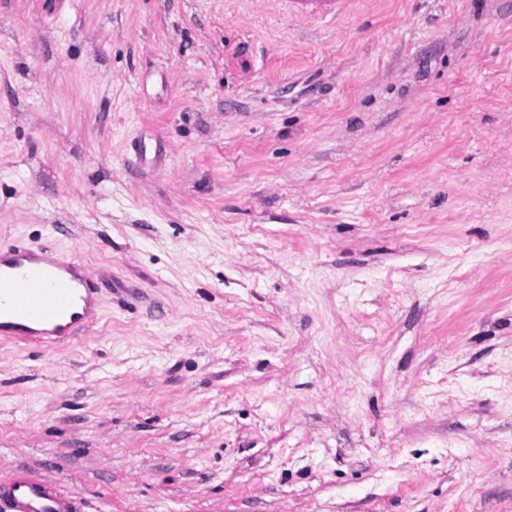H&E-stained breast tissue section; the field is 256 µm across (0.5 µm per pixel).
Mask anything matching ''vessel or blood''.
I'll list each match as a JSON object with an SVG mask.
<instances>
[{
	"label": "vessel or blood",
	"instance_id": "obj_1",
	"mask_svg": "<svg viewBox=\"0 0 512 512\" xmlns=\"http://www.w3.org/2000/svg\"><path fill=\"white\" fill-rule=\"evenodd\" d=\"M98 291L78 257L57 260L23 245L0 248V340L52 345L90 332ZM6 512H78L72 493L20 467L0 480Z\"/></svg>",
	"mask_w": 512,
	"mask_h": 512
}]
</instances>
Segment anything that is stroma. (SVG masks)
<instances>
[{
  "mask_svg": "<svg viewBox=\"0 0 512 512\" xmlns=\"http://www.w3.org/2000/svg\"><path fill=\"white\" fill-rule=\"evenodd\" d=\"M0 478L85 512H512V0H0ZM42 253L23 245L0 248L2 342L53 345L93 327L98 291L87 265L76 256L56 260Z\"/></svg>",
  "mask_w": 512,
  "mask_h": 512,
  "instance_id": "obj_1",
  "label": "stroma"
}]
</instances>
